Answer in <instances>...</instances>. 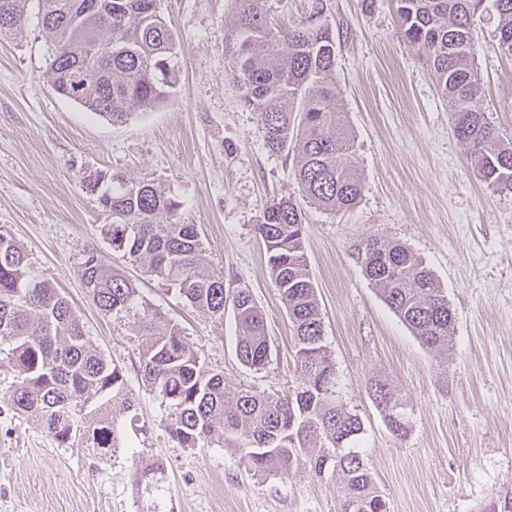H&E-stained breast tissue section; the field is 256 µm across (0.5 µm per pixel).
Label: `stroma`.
<instances>
[{"instance_id":"stroma-1","label":"stroma","mask_w":512,"mask_h":512,"mask_svg":"<svg viewBox=\"0 0 512 512\" xmlns=\"http://www.w3.org/2000/svg\"><path fill=\"white\" fill-rule=\"evenodd\" d=\"M311 3L266 0V8L273 26L324 24L336 37L333 81L363 189L347 210L306 207V253L342 400L364 423L361 452L388 512H512V195L474 172L432 74L400 35L394 0H322L318 14ZM159 11L179 42L175 85L166 102L120 125L50 89L36 14L0 40V229L69 300L90 344L123 368L148 426L135 448L161 463L163 494L140 485L131 461L98 462L15 415L12 377L0 370V512H337L338 474L300 467L262 479L235 449L171 443L161 401L141 381L140 336L105 317L82 284L85 249L123 262L100 234L83 172L154 180L197 225L226 295L245 289L260 306L269 364L258 372L241 364L232 306L212 315L132 266L130 278L227 383L260 392L299 383L292 326L255 231L268 200L296 193L297 158L267 150L225 77L234 0H159ZM476 28L483 106L510 141L512 59L499 53L492 22ZM371 236L403 243L433 271L455 316L448 348L422 345L368 280L358 250ZM375 379L407 404L405 437L373 405Z\"/></svg>"}]
</instances>
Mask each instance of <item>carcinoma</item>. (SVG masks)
<instances>
[{"mask_svg":"<svg viewBox=\"0 0 512 512\" xmlns=\"http://www.w3.org/2000/svg\"><path fill=\"white\" fill-rule=\"evenodd\" d=\"M53 91L113 123L168 98L177 41L155 0H37ZM225 33L232 58L228 79L255 113L266 147L297 153L298 193L327 212L347 210L362 181L353 162L351 130L341 123L333 82L336 37L324 25L276 29L264 0H236ZM404 41L424 57L448 103L454 135L468 146L480 179L512 194V141H503L481 106L475 68V22L495 18L497 49L512 58V0H395ZM26 0H0V37L25 24ZM277 41L284 56L269 53ZM83 186L96 196L101 234L126 262L175 288L192 306L224 314V275L205 265L197 225L181 203L151 181L90 170ZM256 231L293 324V359L301 384L288 393L232 386L207 369L182 330L164 322L124 268L98 251L80 262L84 288L105 316L129 321L142 336L139 371L164 403L165 428L179 448L215 442L237 449L245 469L261 478L288 476L299 466L317 475L342 473L338 512H388L359 451L363 423L342 401L335 364L305 253L304 217L294 196L275 197ZM367 278L385 303L428 348L451 341L454 313L423 259L396 240L371 238L359 249ZM242 364L260 371L270 358L265 317L246 290L233 297ZM0 369L15 414L40 421L61 446H76L102 462L128 457V425L139 420L125 373L93 348L69 301L37 274L26 250L0 231ZM370 396L396 436L408 430L407 408L387 383Z\"/></svg>","mask_w":512,"mask_h":512,"instance_id":"cac0c4a2","label":"carcinoma"}]
</instances>
